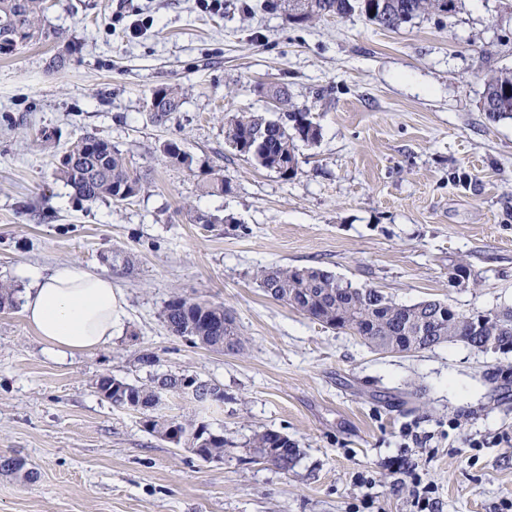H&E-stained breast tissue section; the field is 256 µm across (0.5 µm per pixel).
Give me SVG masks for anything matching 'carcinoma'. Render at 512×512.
<instances>
[{"label":"carcinoma","instance_id":"carcinoma-1","mask_svg":"<svg viewBox=\"0 0 512 512\" xmlns=\"http://www.w3.org/2000/svg\"><path fill=\"white\" fill-rule=\"evenodd\" d=\"M47 0H0V43L19 46L36 44L59 32L43 24ZM448 11V0H312V9L304 18L309 24L322 17L344 18L358 13L370 23L388 30L430 12ZM259 94L276 99L285 111L274 117L260 112H242L230 121L228 137L234 149L259 166L285 179L297 174L296 142L312 144L320 131L311 113L288 102V90L280 85L258 87ZM482 97L489 101L486 116L493 122L512 119V71L500 70L484 83ZM182 105V93L171 86L156 87L148 103L155 121L163 122ZM163 154L189 165L191 156L176 141L162 146ZM59 178L76 196L87 202L109 199L125 202L144 189L141 177L131 170L123 154L112 143L94 133L75 140L57 166ZM254 278L266 294L303 313L328 328L350 332L363 344L384 353H415L445 343L461 342L481 349L483 337H497L496 349L512 351V310L504 308L464 314L452 306L445 312L444 302L426 300L399 304L375 288H354L318 268L262 266ZM162 317L168 331L181 338L193 337L194 344L214 351L232 349L240 344L233 319L224 307L176 297L170 300ZM195 376L168 373L164 379L152 375L149 383L129 384L111 377L98 382V391L117 407L130 400L141 410L156 406L155 388L161 383L176 394L184 381ZM178 431L193 439L195 455L210 460L224 454L229 445L222 434H195L194 423H178ZM271 446L276 450L274 465L286 469L297 456L296 444L277 431L257 432L249 440L251 448Z\"/></svg>","mask_w":512,"mask_h":512}]
</instances>
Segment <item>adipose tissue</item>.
<instances>
[{
    "label": "adipose tissue",
    "mask_w": 512,
    "mask_h": 512,
    "mask_svg": "<svg viewBox=\"0 0 512 512\" xmlns=\"http://www.w3.org/2000/svg\"><path fill=\"white\" fill-rule=\"evenodd\" d=\"M23 317L59 355L86 353L111 341L123 315L110 276L74 263L49 273L29 270Z\"/></svg>",
    "instance_id": "ef3b65f1"
}]
</instances>
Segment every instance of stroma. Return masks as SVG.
I'll return each instance as SVG.
<instances>
[{
    "label": "stroma",
    "instance_id": "1",
    "mask_svg": "<svg viewBox=\"0 0 512 512\" xmlns=\"http://www.w3.org/2000/svg\"><path fill=\"white\" fill-rule=\"evenodd\" d=\"M262 2L134 0L121 15L118 0H47L60 39L0 56V282L18 290L0 310V455L26 463L0 475V512H415L404 461L433 485V512L512 500L499 440L512 436V352L380 353L253 278L313 267L402 304L512 307V120L480 109L486 75L512 68V0H452L393 31L356 14L298 25ZM260 84L285 86L321 128L289 180L227 137L237 113L271 111ZM159 85L184 93L161 123L147 106ZM88 132L143 192L91 204L57 179ZM169 140L191 165L162 155ZM219 175L230 192L204 194ZM62 263L110 276L126 318L107 345L60 360L23 319L22 272ZM460 264L478 287L452 283ZM177 295L224 306L242 349L171 335L162 311ZM154 372L220 387L209 410L169 394L154 415L204 418L230 442L223 460L161 440L96 388ZM267 429L295 442L288 469L249 448Z\"/></svg>",
    "mask_w": 512,
    "mask_h": 512
}]
</instances>
